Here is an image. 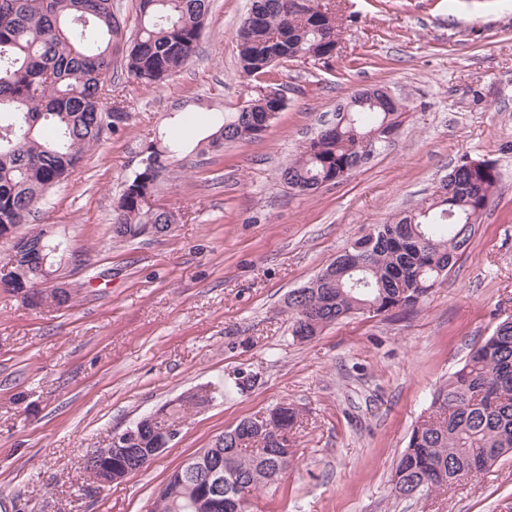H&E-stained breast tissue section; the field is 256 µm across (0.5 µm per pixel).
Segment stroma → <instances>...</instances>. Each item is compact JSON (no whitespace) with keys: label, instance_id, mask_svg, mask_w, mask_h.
I'll return each mask as SVG.
<instances>
[{"label":"stroma","instance_id":"stroma-1","mask_svg":"<svg viewBox=\"0 0 512 512\" xmlns=\"http://www.w3.org/2000/svg\"><path fill=\"white\" fill-rule=\"evenodd\" d=\"M330 3L335 58L276 67L287 105L253 141L197 147L213 113L251 97L235 42L250 0H211L195 56L169 82L145 90L114 69L126 120L33 220L81 254V291L71 307L33 311L0 288V512L17 501L24 512H149L173 470L284 400L300 413L296 464L250 512H512V454L417 503L390 492L432 392L512 316V0ZM368 87L405 105L397 134L340 183L289 190L281 167ZM183 111L194 122L174 128ZM157 130L188 147L155 189L174 230L114 242L113 211ZM466 157L494 161L499 183L419 311L360 313L293 341L289 291L370 225L427 209ZM241 372L256 377L242 393L230 388ZM202 385L220 396L147 469L103 489L89 481L88 449Z\"/></svg>","mask_w":512,"mask_h":512}]
</instances>
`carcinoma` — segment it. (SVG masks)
I'll list each match as a JSON object with an SVG mask.
<instances>
[{
	"label": "carcinoma",
	"mask_w": 512,
	"mask_h": 512,
	"mask_svg": "<svg viewBox=\"0 0 512 512\" xmlns=\"http://www.w3.org/2000/svg\"><path fill=\"white\" fill-rule=\"evenodd\" d=\"M138 28L129 38L125 67L144 87L171 79L192 59L210 0H136ZM262 10L257 28L240 27V73L263 78L260 86L278 90L271 76L280 61L314 59L327 63L335 54L321 43L318 30H336V15L316 0L303 11L288 12V0H254ZM123 40L112 0H0V233L28 222L51 189L66 181L101 145L102 127L112 130L127 119L125 105L104 110L112 96L114 50ZM285 105L259 94L248 108L216 113L211 148L226 141H252L266 114ZM403 113L376 106L350 113V121L328 126L306 143L281 172L282 182L300 194L321 183L344 180L369 154L367 136L387 126L397 129ZM151 164L126 180L112 217V238L130 242L153 228L164 236L174 215L153 201L160 173L183 152L181 142L158 134L146 147ZM499 181L496 164L465 158L441 180L430 210L405 213L373 224L349 242L307 286L288 294L285 307L294 339L304 342L327 326L365 311L395 318L417 311L469 247L475 226ZM56 242L45 228L17 237L19 289L44 283L49 269L40 263L39 242ZM32 308L72 305L73 293L32 289ZM214 399L201 387L162 407L163 413L130 427V448H162L170 427L187 411ZM299 413L282 402L266 414L244 419L224 431L209 449L224 461V492L199 502V486L186 470H174L158 490L151 512H236L237 492L249 496L273 488L295 464L290 448ZM512 453V320L498 322L472 349L463 366L434 391L430 413L412 430L392 478L398 499L420 500L444 491L459 477L492 467Z\"/></svg>",
	"instance_id": "cac0c4a2"
}]
</instances>
